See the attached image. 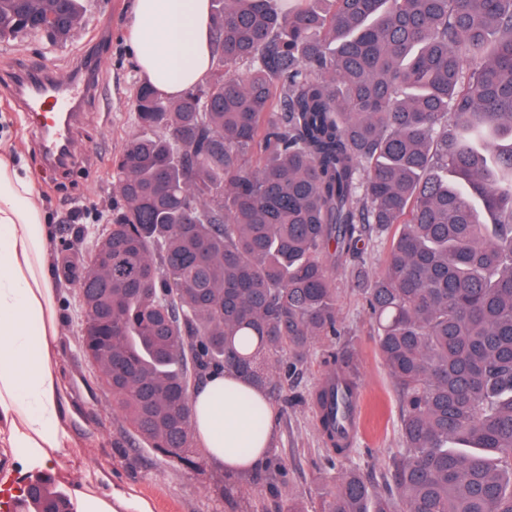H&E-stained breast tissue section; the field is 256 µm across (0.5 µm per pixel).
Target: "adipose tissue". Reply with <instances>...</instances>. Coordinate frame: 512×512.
Here are the masks:
<instances>
[{"mask_svg":"<svg viewBox=\"0 0 512 512\" xmlns=\"http://www.w3.org/2000/svg\"><path fill=\"white\" fill-rule=\"evenodd\" d=\"M210 0H132L128 37L143 81L177 98L211 68ZM51 228L27 166L0 147V498L21 495L19 476L49 470L69 481L74 512H152L112 483L103 468L72 479L68 390L58 362L57 284L48 264ZM192 434L207 459L229 475L265 466L273 409L243 377L215 373L191 394ZM264 409L255 427L253 405Z\"/></svg>","mask_w":512,"mask_h":512,"instance_id":"adipose-tissue-1","label":"adipose tissue"}]
</instances>
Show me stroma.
<instances>
[{
  "label": "stroma",
  "instance_id": "stroma-1",
  "mask_svg": "<svg viewBox=\"0 0 512 512\" xmlns=\"http://www.w3.org/2000/svg\"><path fill=\"white\" fill-rule=\"evenodd\" d=\"M130 3L98 0L84 26L62 48L38 38L0 43V83L11 82L19 69L45 63L59 77H66L77 55L91 46L108 72L102 95L84 107L82 121L72 127L77 152L64 169L47 164L32 125L13 98L0 94V140L33 170L52 226L49 260L61 317L58 352L70 401L79 415L72 424L79 465L108 466L113 484L149 499L154 512H279L288 497L299 500L304 512H320L323 500L335 492L338 477L326 462L316 413L306 397L324 377L321 361L332 347L330 341L313 346L308 363L287 385L265 390L275 412L272 457L288 463L287 477L278 483L265 468L252 473L249 481H238L210 464L204 450L196 447L190 449L187 464L169 461L143 444L129 447L125 425L112 412L110 393L97 382L79 348L77 280L95 237L112 213L111 160L137 131L130 91L140 78L125 37ZM355 273L356 264L350 260L334 270L339 317L358 368L364 406L353 435L359 452L349 463L381 492L383 477L401 446L400 399L378 353Z\"/></svg>",
  "mask_w": 512,
  "mask_h": 512
}]
</instances>
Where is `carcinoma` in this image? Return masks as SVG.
<instances>
[{
  "instance_id": "carcinoma-1",
  "label": "carcinoma",
  "mask_w": 512,
  "mask_h": 512,
  "mask_svg": "<svg viewBox=\"0 0 512 512\" xmlns=\"http://www.w3.org/2000/svg\"><path fill=\"white\" fill-rule=\"evenodd\" d=\"M84 0H0V40L61 32ZM212 79L132 93L120 201L81 275L80 348L133 444L190 447L218 370L288 380L344 335L328 262L358 268L398 389L403 448L377 493L355 467L321 512H512V0H215ZM311 393L353 454L351 355ZM14 512H73L37 482Z\"/></svg>"
}]
</instances>
